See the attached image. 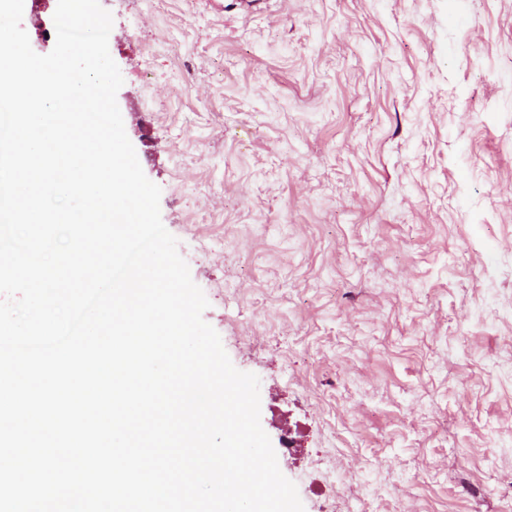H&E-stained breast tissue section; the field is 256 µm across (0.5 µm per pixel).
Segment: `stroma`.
<instances>
[{
    "mask_svg": "<svg viewBox=\"0 0 512 512\" xmlns=\"http://www.w3.org/2000/svg\"><path fill=\"white\" fill-rule=\"evenodd\" d=\"M99 2L126 134L304 512H499L512 0ZM56 7L24 0L38 54Z\"/></svg>",
    "mask_w": 512,
    "mask_h": 512,
    "instance_id": "1",
    "label": "stroma"
}]
</instances>
